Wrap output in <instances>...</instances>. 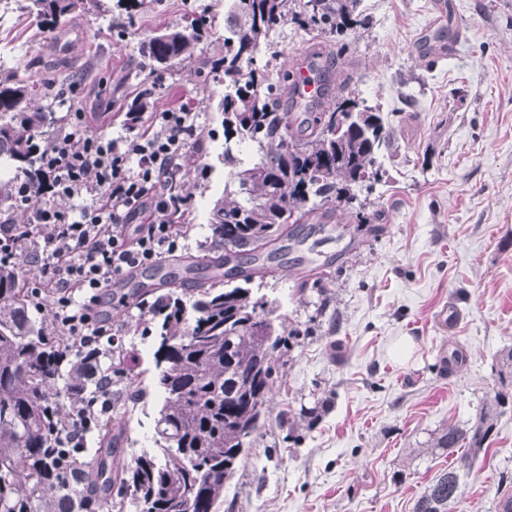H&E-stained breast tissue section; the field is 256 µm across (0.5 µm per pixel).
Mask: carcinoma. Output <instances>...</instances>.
Returning a JSON list of instances; mask_svg holds the SVG:
<instances>
[{
  "mask_svg": "<svg viewBox=\"0 0 512 512\" xmlns=\"http://www.w3.org/2000/svg\"><path fill=\"white\" fill-rule=\"evenodd\" d=\"M224 15V55L198 53L214 17L189 26L164 24L141 43L147 60L138 84L114 98L118 112H146L147 85L160 68L194 54L195 77H219L230 91L221 102L227 181L211 210L209 236L198 246L205 258L224 260L227 246L247 248L243 283L219 287L202 278L196 299L186 305L170 289L145 302L125 324L129 336L151 339L163 403L154 421L157 448L125 462L115 443L112 418L93 422L78 448H57L58 430L71 413L94 399L99 380L120 382L112 406L125 405L135 390L134 357L122 347L77 349L62 340L56 322L31 318L33 302L19 271L22 240L11 264H0V512H216L224 485L240 456L262 436L268 394L274 383L273 358L286 329L265 296L253 293L255 278L272 274L265 256L298 224H325L336 214L372 218L358 193L383 177L379 155L391 147V126L365 101L344 94L349 78L321 71L326 100L297 106L290 70L276 68L272 33L285 21L315 38L304 57L319 59L332 47L343 51L348 32L366 25L362 0H234ZM44 34L74 15L108 13L107 0H28L25 6ZM43 85L20 76L19 68L0 70V160L14 176L0 179V213L14 210L15 177L37 179L40 154L53 146L37 139L60 119L50 106H36ZM344 126L336 128V113ZM249 141L258 159H238L230 142ZM184 203L171 216L189 224L192 196L181 183ZM501 389L474 419L450 424L434 434L428 449L452 458L416 497L413 512H456L474 459L492 442L500 409L512 406V348L499 357Z\"/></svg>",
  "mask_w": 512,
  "mask_h": 512,
  "instance_id": "carcinoma-1",
  "label": "carcinoma"
}]
</instances>
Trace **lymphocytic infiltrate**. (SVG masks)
<instances>
[{
  "mask_svg": "<svg viewBox=\"0 0 512 512\" xmlns=\"http://www.w3.org/2000/svg\"><path fill=\"white\" fill-rule=\"evenodd\" d=\"M126 127L119 138L65 135L41 160L45 201L31 222L47 230L48 246L26 280L34 302L51 295L61 332L79 349L114 334L99 310L107 288L175 254L188 236L168 215L180 201L172 177L198 145L193 112L162 108L146 125L131 112ZM83 198L75 215L56 205Z\"/></svg>",
  "mask_w": 512,
  "mask_h": 512,
  "instance_id": "lymphocytic-infiltrate-1",
  "label": "lymphocytic infiltrate"
}]
</instances>
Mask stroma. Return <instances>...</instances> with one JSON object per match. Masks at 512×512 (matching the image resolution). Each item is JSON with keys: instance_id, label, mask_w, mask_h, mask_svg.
Returning <instances> with one entry per match:
<instances>
[{"instance_id": "1", "label": "stroma", "mask_w": 512, "mask_h": 512, "mask_svg": "<svg viewBox=\"0 0 512 512\" xmlns=\"http://www.w3.org/2000/svg\"><path fill=\"white\" fill-rule=\"evenodd\" d=\"M365 27L328 66L350 75L352 93L393 113L386 175L360 192L374 219L341 216L317 232L297 229L274 275L254 280L286 325L299 328L275 357L262 438L241 456L218 512H412L421 490L449 465L427 442L448 424H466L497 387L498 357L512 347V0H363ZM232 0H155L132 33L95 14L57 32L66 50L48 51L14 7L0 9V64L49 80L47 101L62 116L58 134L86 128L126 133L113 91L131 86L139 45L160 24L216 14L204 43L224 54L219 15ZM191 58L156 72L162 105L190 104L205 134L193 167V226L183 249L197 252L213 201L227 179L217 106L224 82L199 85ZM321 269V282L299 290ZM455 307L444 325L441 310ZM411 339L408 359L395 349ZM137 354L142 394L120 415L124 459L153 448L162 402L151 386L149 340L124 339ZM461 360L448 362L451 352ZM315 410L314 424L301 420ZM475 460L457 512H496L512 483V409Z\"/></svg>"}]
</instances>
